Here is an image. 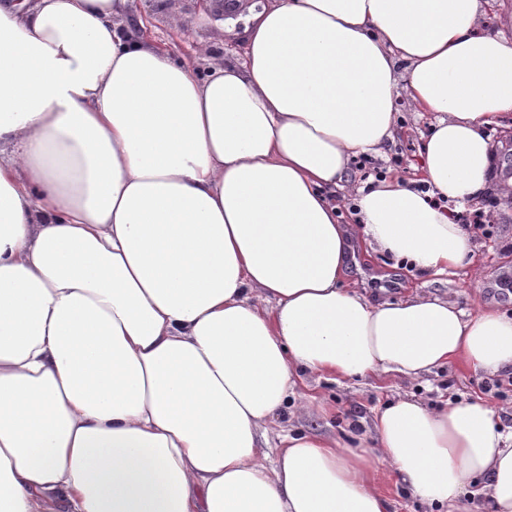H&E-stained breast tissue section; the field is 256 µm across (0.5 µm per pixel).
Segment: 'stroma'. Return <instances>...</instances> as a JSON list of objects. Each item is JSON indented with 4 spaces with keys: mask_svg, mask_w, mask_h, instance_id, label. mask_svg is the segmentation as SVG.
Listing matches in <instances>:
<instances>
[{
    "mask_svg": "<svg viewBox=\"0 0 512 512\" xmlns=\"http://www.w3.org/2000/svg\"><path fill=\"white\" fill-rule=\"evenodd\" d=\"M148 17V34L158 42L176 45L181 57L193 62L196 69L207 66L197 59L195 51L203 45L217 43L224 22L215 8H201L197 0H132L130 23ZM183 22L182 35H175L172 19ZM396 119L401 129L394 144L383 156L366 159L367 167H378L405 177L413 176L421 163L423 136L428 131L427 119L419 117L406 97L396 102ZM485 213L497 212V221L487 222L481 229H470L473 241L471 271L457 270L442 275L414 271L386 254L365 252L355 244V258L349 261L345 283L368 301L396 302L410 290L418 289L455 301L468 308L465 297L474 286H481L485 302L512 316V293L502 291L504 273H512V202H503L495 192H487L478 205ZM480 280H473L472 272ZM406 395L438 407L450 398H482L493 407L505 427H512V370L499 373L473 372L454 365L426 374L415 380L394 375L371 376L354 382H335L306 376L297 390V406L285 409L271 434L305 431L342 438L350 444L373 442V421L378 409L394 397Z\"/></svg>",
    "mask_w": 512,
    "mask_h": 512,
    "instance_id": "stroma-1",
    "label": "stroma"
}]
</instances>
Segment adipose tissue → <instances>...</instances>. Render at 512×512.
Masks as SVG:
<instances>
[{
  "mask_svg": "<svg viewBox=\"0 0 512 512\" xmlns=\"http://www.w3.org/2000/svg\"><path fill=\"white\" fill-rule=\"evenodd\" d=\"M129 0H0V512H389L379 462L430 512L478 485L512 512V430L476 400L400 397L374 447L268 426L302 374L512 368V317L424 293L369 303L362 238L413 269L472 264L452 202L493 181L512 38L482 0H265L243 62L197 74ZM407 65L398 73V62ZM433 114L418 175L352 188Z\"/></svg>",
  "mask_w": 512,
  "mask_h": 512,
  "instance_id": "1",
  "label": "adipose tissue"
}]
</instances>
